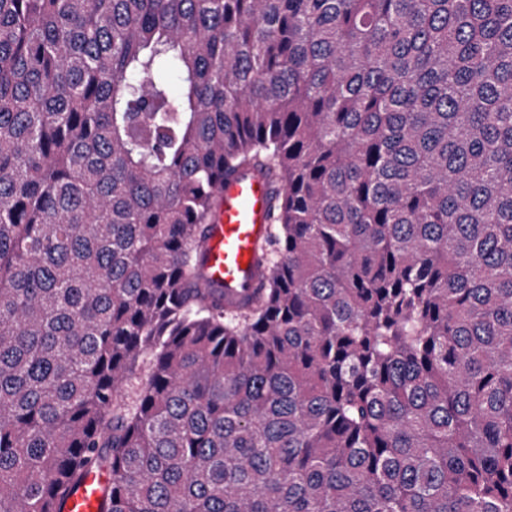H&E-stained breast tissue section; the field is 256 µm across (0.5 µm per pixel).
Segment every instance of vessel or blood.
Masks as SVG:
<instances>
[{"instance_id": "b4317fda", "label": "vessel or blood", "mask_w": 512, "mask_h": 512, "mask_svg": "<svg viewBox=\"0 0 512 512\" xmlns=\"http://www.w3.org/2000/svg\"><path fill=\"white\" fill-rule=\"evenodd\" d=\"M268 191L266 178L254 172L225 178L217 190L220 207L208 244L206 275L225 294L261 284L257 254L270 234ZM98 497L94 478H87L67 501L65 512H97Z\"/></svg>"}]
</instances>
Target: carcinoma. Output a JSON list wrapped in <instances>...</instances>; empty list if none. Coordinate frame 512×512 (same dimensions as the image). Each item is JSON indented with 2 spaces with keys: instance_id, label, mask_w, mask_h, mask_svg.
I'll return each instance as SVG.
<instances>
[{
  "instance_id": "cac0c4a2",
  "label": "carcinoma",
  "mask_w": 512,
  "mask_h": 512,
  "mask_svg": "<svg viewBox=\"0 0 512 512\" xmlns=\"http://www.w3.org/2000/svg\"><path fill=\"white\" fill-rule=\"evenodd\" d=\"M102 469L98 512H512V0H0V512ZM269 185L265 177L242 172L224 178L217 190L220 207L209 240L206 275L212 288L229 294L259 288L258 249L270 234Z\"/></svg>"
}]
</instances>
